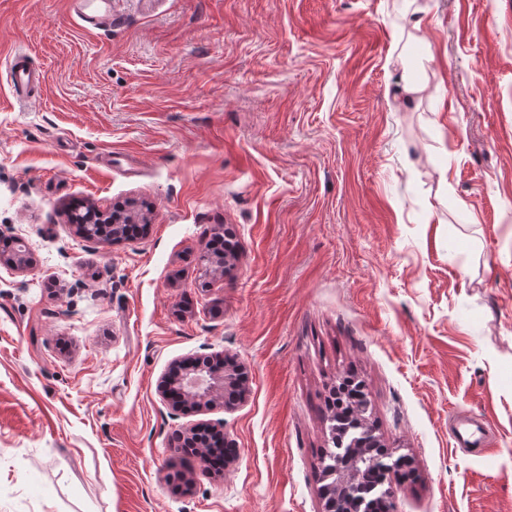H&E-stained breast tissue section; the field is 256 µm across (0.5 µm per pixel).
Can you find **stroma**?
<instances>
[{
    "label": "stroma",
    "instance_id": "stroma-1",
    "mask_svg": "<svg viewBox=\"0 0 512 512\" xmlns=\"http://www.w3.org/2000/svg\"><path fill=\"white\" fill-rule=\"evenodd\" d=\"M112 15L0 0V240L28 250L0 262V512H322L350 373L410 461L390 512H512V0ZM18 49L44 73L23 101ZM87 204L147 229L86 239L63 211ZM222 228L239 253L209 275ZM224 355L236 409L163 398L174 362ZM200 423L238 448L222 473L174 446Z\"/></svg>",
    "mask_w": 512,
    "mask_h": 512
}]
</instances>
